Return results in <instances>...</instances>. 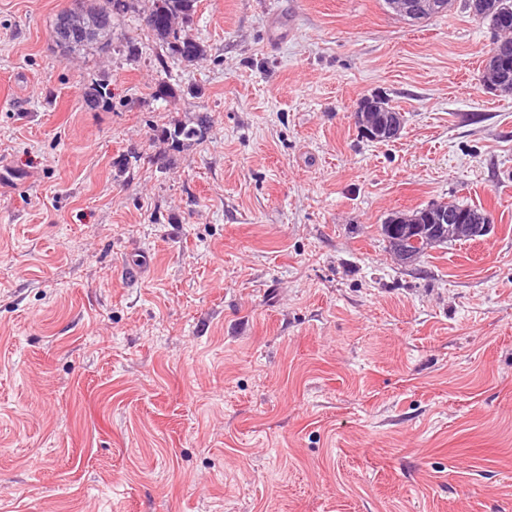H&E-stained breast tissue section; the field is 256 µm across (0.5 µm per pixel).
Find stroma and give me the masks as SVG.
I'll use <instances>...</instances> for the list:
<instances>
[{"label":"stroma","instance_id":"stroma-1","mask_svg":"<svg viewBox=\"0 0 512 512\" xmlns=\"http://www.w3.org/2000/svg\"><path fill=\"white\" fill-rule=\"evenodd\" d=\"M72 3L0 0V512H512L494 29L463 0H198L205 57L163 68L138 10L65 59ZM371 95L394 141L354 122ZM441 201L490 231L398 264L381 224ZM390 4L402 17L416 22L448 8V0H390ZM379 99L366 97L360 100L355 111V120L364 134L375 141H393L400 135L403 125L402 113L389 107L386 115L378 112ZM208 129L209 122L207 117L198 116L195 122L175 123L170 129L165 130V138L168 143L170 142L172 148L180 149L203 140Z\"/></svg>","mask_w":512,"mask_h":512}]
</instances>
